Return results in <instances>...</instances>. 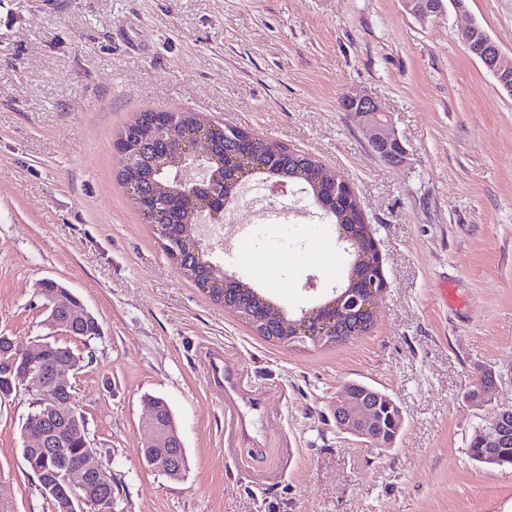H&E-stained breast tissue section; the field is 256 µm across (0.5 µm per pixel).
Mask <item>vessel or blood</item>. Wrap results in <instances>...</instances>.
I'll list each match as a JSON object with an SVG mask.
<instances>
[{
    "instance_id": "obj_1",
    "label": "vessel or blood",
    "mask_w": 512,
    "mask_h": 512,
    "mask_svg": "<svg viewBox=\"0 0 512 512\" xmlns=\"http://www.w3.org/2000/svg\"><path fill=\"white\" fill-rule=\"evenodd\" d=\"M209 358L211 378L225 393L224 407L231 415L232 431L234 435L249 438L251 418L264 413L265 405L260 399L250 397L242 374L227 357L213 349Z\"/></svg>"
}]
</instances>
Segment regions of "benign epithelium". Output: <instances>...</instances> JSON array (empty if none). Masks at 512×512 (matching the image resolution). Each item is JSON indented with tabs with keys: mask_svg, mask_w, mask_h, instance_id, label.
I'll return each mask as SVG.
<instances>
[{
	"mask_svg": "<svg viewBox=\"0 0 512 512\" xmlns=\"http://www.w3.org/2000/svg\"><path fill=\"white\" fill-rule=\"evenodd\" d=\"M406 9L415 17L426 20L447 9V0H403ZM345 103L365 123L369 147L380 157L396 161L402 154L399 138L393 127L384 119L377 101L363 91L352 90L345 95ZM208 149L195 146L193 148L180 146L176 151L178 163L174 181L183 186L182 194L194 199L193 210L187 212L183 223L197 229L200 220L209 224L224 222V213L229 206L221 203L219 209L209 206L213 197L209 190L216 187L219 176L211 173L207 166ZM265 175V182L273 189L286 188V182L275 180L267 175L264 168L244 166L236 170L235 186L239 187L249 178L256 175ZM128 193L137 202L143 212L151 213L154 222L160 221V208L150 204L143 197L137 186L128 188ZM339 239L349 243V248L357 258L367 262L372 261L373 284L366 289L354 285L349 290L338 293L323 305L308 312H302L297 319L300 330L315 344H329L343 338L335 336V324L339 320L350 301L361 304V311L365 314L366 323H371L373 309L378 298L384 294L387 281L383 271V259L376 239H371L369 251L363 252L360 241L353 239L344 231H339ZM42 296L55 302L47 325L52 329H60L67 336L76 335L77 330L96 323L83 302L73 293H66L62 298L56 293H42ZM0 342L10 348L0 354V381L8 384L10 390L0 393L5 399L13 394V388L27 386L37 390L41 398V413L33 416L41 426L28 425L25 429L27 436L31 437L34 445L31 450L43 455L60 456L64 448L72 440H78L83 446V456L76 463H64V468L47 475L37 473L40 481L46 484L55 497L61 495L66 498L67 512H112V477L96 460L95 450L91 446L84 416L78 410L75 386L70 381L69 373L78 369L81 357L74 353L65 357L51 359L53 347L49 338L45 337L35 347L19 349L8 336L0 338ZM394 403L366 399V395L359 391L355 385L345 388L342 395L336 398L334 417L336 425L363 442L373 445H390L394 437L386 427L385 414L392 413ZM512 415V410L503 408L491 419L477 427L484 447V454L479 462L494 466L500 461V451L507 442L505 433L506 420ZM150 422L152 438L140 449V454L146 464L171 477L181 474L183 466L180 464V449L177 448L180 439L169 434L162 424L157 422V413H152ZM98 487V496L93 499L72 497L69 491L76 487L87 485Z\"/></svg>",
	"mask_w": 512,
	"mask_h": 512,
	"instance_id": "7a95c632",
	"label": "benign epithelium"
}]
</instances>
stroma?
I'll return each instance as SVG.
<instances>
[{
  "mask_svg": "<svg viewBox=\"0 0 512 512\" xmlns=\"http://www.w3.org/2000/svg\"><path fill=\"white\" fill-rule=\"evenodd\" d=\"M482 27L512 58V0H465L427 22L402 0H0V335L50 332L38 294L53 279L102 334L70 346L71 380L112 512H512V468L474 462L475 428L512 407V95L467 48ZM379 103L405 151L381 160L342 106ZM191 112L307 153L344 176L379 243L388 288L370 330L343 344L259 336L164 251L119 180L116 142L145 110ZM297 212L257 223L234 209L263 260L234 275L287 316L332 298L350 256L296 187L266 198ZM237 362L267 400L237 454L207 350ZM487 405L468 401L482 370ZM351 380L389 394L393 448L340 432ZM170 406L188 466L173 479L139 450L148 400ZM35 399L0 401V491L16 512H52L21 452Z\"/></svg>",
  "mask_w": 512,
  "mask_h": 512,
  "instance_id": "35a3bbf8",
  "label": "stroma"
}]
</instances>
